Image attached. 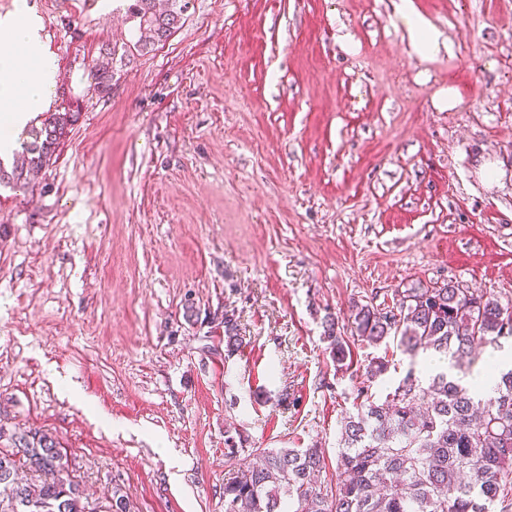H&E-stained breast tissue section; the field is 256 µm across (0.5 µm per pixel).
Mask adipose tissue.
Listing matches in <instances>:
<instances>
[{"label": "adipose tissue", "mask_w": 512, "mask_h": 512, "mask_svg": "<svg viewBox=\"0 0 512 512\" xmlns=\"http://www.w3.org/2000/svg\"><path fill=\"white\" fill-rule=\"evenodd\" d=\"M57 76L42 17L28 0H13L12 10L0 14L1 161L12 158L24 130L52 107Z\"/></svg>", "instance_id": "adipose-tissue-1"}]
</instances>
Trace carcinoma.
Here are the masks:
<instances>
[{
	"mask_svg": "<svg viewBox=\"0 0 512 512\" xmlns=\"http://www.w3.org/2000/svg\"><path fill=\"white\" fill-rule=\"evenodd\" d=\"M139 36L124 55L167 40L183 15L181 0L156 10L155 0H133ZM78 113L65 112L30 128L28 141L0 184L23 186L49 165ZM321 340L336 370L348 371L354 344L384 347L352 375L354 412L341 427L336 479L319 480L325 468L318 445L257 448L253 462L224 483V512H512V369L495 373L496 388L478 396L462 383L481 344L512 341V302L472 292L449 280L395 290L392 300L353 305L351 321L324 319ZM245 343L236 315L224 311L227 355ZM415 361L434 354L446 370L422 384L409 368L380 400L373 384L391 367L390 344ZM40 483L18 480L20 468ZM0 512H99L69 470L67 454L47 434L18 430L0 447Z\"/></svg>",
	"mask_w": 512,
	"mask_h": 512,
	"instance_id": "cac0c4a2",
	"label": "carcinoma"
}]
</instances>
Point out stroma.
Masks as SVG:
<instances>
[{
    "label": "stroma",
    "instance_id": "35a3bbf8",
    "mask_svg": "<svg viewBox=\"0 0 512 512\" xmlns=\"http://www.w3.org/2000/svg\"><path fill=\"white\" fill-rule=\"evenodd\" d=\"M30 2L78 119L0 186V430L59 441L91 503L224 512L255 448L318 445L334 480L324 317L448 279L512 300V0H411L452 46L429 58L401 0H189L106 93L127 0ZM245 343L244 336H241L240 327L233 311L224 310V351L230 357L237 352Z\"/></svg>",
    "mask_w": 512,
    "mask_h": 512
}]
</instances>
